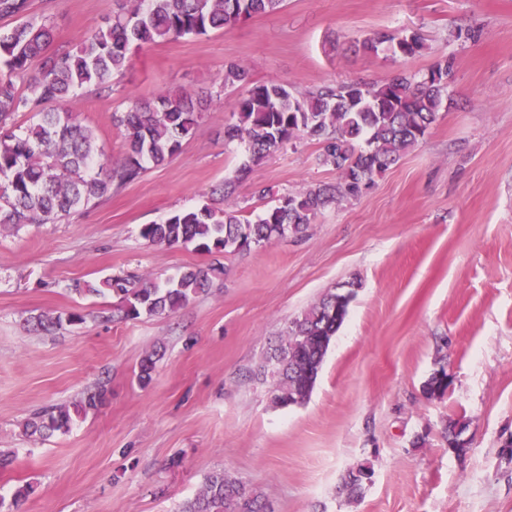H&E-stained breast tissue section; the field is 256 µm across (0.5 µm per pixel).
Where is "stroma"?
<instances>
[{"instance_id":"stroma-1","label":"stroma","mask_w":512,"mask_h":512,"mask_svg":"<svg viewBox=\"0 0 512 512\" xmlns=\"http://www.w3.org/2000/svg\"><path fill=\"white\" fill-rule=\"evenodd\" d=\"M117 0H29L53 44L74 48L111 18ZM475 36L463 42L458 31ZM418 31L409 58L359 51L383 31ZM455 59V83L425 140L355 199L307 231L227 254L208 294L172 315L118 322L111 293L88 288L117 274L162 282L212 255L148 244L144 225L204 203L248 160L226 142L240 91L220 86L229 61L252 78L299 91L425 73ZM212 95L180 152L111 196L54 224L0 228V512L32 484L23 512H179L221 471L261 492L271 512H512V0H285L200 37L132 53L111 92L80 90L75 106L105 162L125 152L111 115L176 90ZM303 139L252 165L236 189L244 213L269 199L334 182ZM357 281L306 402L273 407L257 372L288 323L326 293ZM79 312L48 334L30 317ZM161 351L153 382L141 358ZM451 383L430 398L439 365ZM106 385L99 410L35 441L24 420ZM464 424L463 455L443 431ZM373 476L358 497L349 470Z\"/></svg>"}]
</instances>
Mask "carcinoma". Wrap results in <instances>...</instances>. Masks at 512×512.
<instances>
[{
    "instance_id": "1",
    "label": "carcinoma",
    "mask_w": 512,
    "mask_h": 512,
    "mask_svg": "<svg viewBox=\"0 0 512 512\" xmlns=\"http://www.w3.org/2000/svg\"><path fill=\"white\" fill-rule=\"evenodd\" d=\"M284 0H120L106 25L92 30L75 50L50 49L51 28L26 19L28 0H0V17L18 23L0 28V226L49 224L136 180L145 164L159 166L181 148L212 96L179 90L154 103L133 102L125 112L111 115L124 135V157L100 163L102 150L93 131L83 124L72 105L77 91L110 89L109 82L124 71L132 48L177 42L222 30L243 19L276 13ZM363 50L392 57H413L424 48L416 32L379 33L361 42ZM38 72L18 89L32 63ZM454 60L443 57L425 74L400 72L381 83L342 82L305 92L268 80L255 82L247 68L227 63L223 87L243 90L238 108L224 126V137L245 144L249 161L262 160L297 139L321 147L319 161L340 172L334 183L313 184L275 196V204L255 219L232 204L218 209L209 204L179 210L160 224H146L141 237L154 245L194 246L216 256L246 251L286 234L305 232L316 216L346 199L369 190L376 178L422 142L436 122L454 80ZM19 112L33 121L15 126ZM224 273L215 261L207 268L187 269L165 283L136 274L103 281L105 290L119 296L112 317L136 320L142 315L175 314L191 299L209 291ZM343 293L329 292L288 323L266 357L260 375L271 377L270 402L280 408L303 403L312 392L332 339L346 320L356 283ZM83 324L86 317L72 312L40 315L43 331ZM158 352L145 355L137 380H153ZM107 401L100 387L74 408L51 407L23 424L27 436L66 433L72 413L97 410ZM371 470L360 465L348 472L349 495L360 492ZM181 512H269L264 497L240 480L222 472L206 478L203 489Z\"/></svg>"
}]
</instances>
